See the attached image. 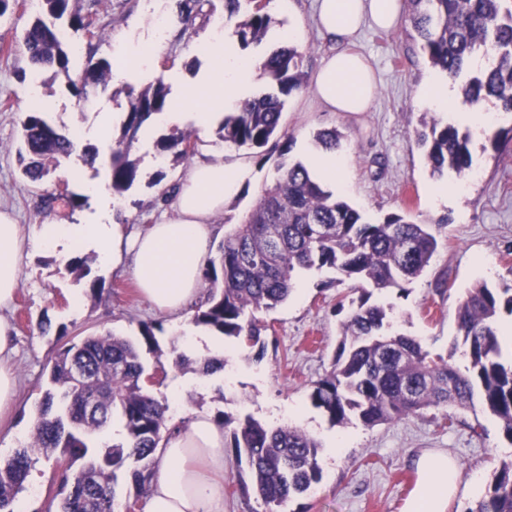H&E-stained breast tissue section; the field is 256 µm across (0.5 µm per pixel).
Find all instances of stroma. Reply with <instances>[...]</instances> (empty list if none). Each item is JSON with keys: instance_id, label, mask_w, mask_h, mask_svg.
Masks as SVG:
<instances>
[{"instance_id": "stroma-1", "label": "stroma", "mask_w": 512, "mask_h": 512, "mask_svg": "<svg viewBox=\"0 0 512 512\" xmlns=\"http://www.w3.org/2000/svg\"><path fill=\"white\" fill-rule=\"evenodd\" d=\"M273 24L260 45L240 48L241 56L260 63L263 56L284 44L305 49L303 70L314 78L330 48L315 24V0H264ZM82 14L104 28L107 38L88 42L75 33L77 64L88 60L133 58L130 69H113L111 90L91 100L78 99L65 78L45 81L33 75L19 46L26 17L0 18V41L13 44L11 55L0 54V210L35 232L48 222L121 225L125 233H139L147 225L174 215V189L189 164L161 159L155 136L141 137L135 147L140 176L123 198H115L103 161L109 158L111 135L101 133L102 115H113L121 126L127 114L125 86L143 87L163 80L170 89L175 121L161 126L164 134L192 133L198 150L212 159L243 170L237 192L224 202L215 222L230 230L254 204L261 188L281 164L310 162L321 153L318 131L342 133L341 153L348 166L345 181L332 191L371 221L397 212L431 225L439 248L421 277L405 290L373 293L374 302L391 309L392 330L417 337L434 355L450 357L464 367L462 338L456 312L466 291L478 282L512 287V143L494 146L496 133L512 128V115L498 112L494 124L475 134L472 143L474 179L455 174H432L415 130L424 113L440 123L450 114L429 110L419 97L421 84L432 67L423 55L409 22L386 32L364 26L353 49L371 67L375 95L365 112H334L314 100L311 87L288 97L284 128L294 137L289 153L273 146L236 149L218 138L215 129H200L193 118L194 104L186 100L200 75L208 70V56L197 49L204 41L234 38L232 27L216 29L214 16L223 14L224 0H205L194 22H183L177 0H81ZM39 99L61 131L79 130L83 143L95 148L101 161L83 165L71 158L40 187L20 175V122L28 102ZM445 184L456 194L435 205L432 186ZM81 196L83 205L71 210L66 194ZM86 272L69 271L57 256L39 249L26 259L10 318L15 327L16 353L11 367L18 382L16 406L0 422V456L11 455L30 435L33 415L49 386L52 361L65 341L112 332L139 344L147 371L163 365L165 375L151 388L153 395L176 399L169 423L183 424L196 414L224 413L239 419L252 416L272 426L299 427L321 444L323 479L304 494L293 497L287 512H405L407 500L420 476L416 459L425 453L453 456L461 468L459 495L449 512H465L481 498L500 462L512 460V441L498 420L482 409H431L373 428L359 421L332 425L314 407L309 393L313 382L330 369L341 340L347 310L337 309L347 286L337 284L335 271L303 274L288 301L259 313L265 325V349L256 352L156 312L144 300L127 270L103 266L94 250L73 251ZM159 323L157 348L143 344V325ZM194 359L216 357L228 371L210 376L177 364L176 351ZM242 475L233 448L224 450V512H257L254 496L243 495ZM62 499L59 469L54 461L39 460L32 467L18 504L24 512H57Z\"/></svg>"}]
</instances>
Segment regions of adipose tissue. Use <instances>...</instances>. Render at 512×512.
Masks as SVG:
<instances>
[{
    "label": "adipose tissue",
    "instance_id": "ef3b65f1",
    "mask_svg": "<svg viewBox=\"0 0 512 512\" xmlns=\"http://www.w3.org/2000/svg\"><path fill=\"white\" fill-rule=\"evenodd\" d=\"M401 14L399 0H317L319 31L332 43L318 71L312 93L335 112H364L373 99L375 79L370 67L352 50L364 24L390 29ZM212 71L202 79L206 93L195 114L200 128L219 121L225 108L250 98L253 66L232 44L204 46ZM429 104L452 110L458 124L489 127L493 116L483 109L460 105L451 79L433 75L425 85ZM242 173L223 163L197 160L175 191L174 218L150 225L134 239H126L117 224L40 225L28 237L23 225L0 211V413L16 394L10 366L16 351L9 312L20 287L21 268L30 248L66 258L78 245L93 246L101 263L130 268L151 305L174 319H182L199 291L205 258L216 231L214 219L233 195ZM160 465L151 480L146 512H224V429L211 416L196 415L166 433L157 450ZM424 480L406 512H447L457 496L460 468L445 454H424L417 462Z\"/></svg>",
    "mask_w": 512,
    "mask_h": 512
}]
</instances>
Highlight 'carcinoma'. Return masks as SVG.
<instances>
[{"mask_svg": "<svg viewBox=\"0 0 512 512\" xmlns=\"http://www.w3.org/2000/svg\"><path fill=\"white\" fill-rule=\"evenodd\" d=\"M242 0H224V24L234 27L243 46L259 43L272 19L261 0L241 11ZM181 20L200 15L202 0H178ZM408 21L432 67L460 84L466 103L493 99L512 112V0H409ZM85 29L78 0H40L39 14L22 36L28 62L39 73L65 76L81 99L106 88L111 65L90 63L71 73V45L58 23ZM481 51L493 57L480 72L470 57ZM304 53L295 45L279 47L261 63L273 92L241 102L224 114L218 134L237 148L269 143L290 150L293 138L282 125L284 97L304 84ZM169 89L163 80L144 88L125 89L127 118L113 138L109 169L112 193L121 197L136 183L139 160L133 148L143 127L165 111ZM417 132L432 173L453 172L460 179L473 170L470 129L437 120H422ZM18 150L21 177L31 186L44 184L62 162L76 153L74 140L38 111L21 119ZM192 134H162L156 149L162 156L186 159L195 153ZM438 248L428 224L400 213L372 223L301 161L280 167L265 185L242 223L224 235L218 256L207 261L206 298L192 324L251 349L265 348L266 327L255 313L269 312L288 301L304 271L333 269L337 282L363 291L342 324V340L332 369L311 386L312 404L333 425L357 420L366 427L401 419L427 408H472L479 400L512 440V360L503 359L498 317L512 313V288L477 283L468 289L457 311L468 365L460 371L443 358L434 359L415 336L391 334L384 307L370 302L369 285L378 291L397 288L419 277ZM85 372L75 383L74 369ZM148 374L134 342L110 332L85 336L63 347L50 370L54 390L39 405L32 434L24 445L0 457V512H16L30 469L57 450L69 460L60 474L66 492L59 512H114V488L124 478L135 499L148 495L158 462L157 448L166 431L167 402L149 390ZM124 432L121 441L94 452L88 437L103 432L114 418ZM217 421L232 430V448L248 480L241 490L256 495L262 512L279 508L307 492L323 478L319 441L290 425L272 427L251 416ZM467 512H512V460L500 463L484 496Z\"/></svg>", "mask_w": 512, "mask_h": 512, "instance_id": "obj_1", "label": "carcinoma"}]
</instances>
